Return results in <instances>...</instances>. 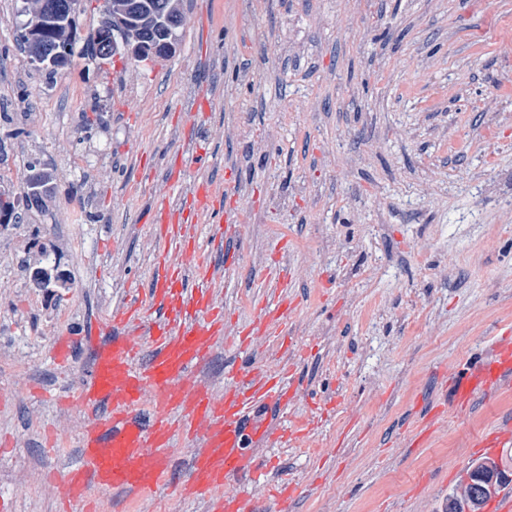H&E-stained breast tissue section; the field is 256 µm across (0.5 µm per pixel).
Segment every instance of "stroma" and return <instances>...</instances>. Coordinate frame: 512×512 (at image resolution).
I'll return each mask as SVG.
<instances>
[{"label":"stroma","mask_w":512,"mask_h":512,"mask_svg":"<svg viewBox=\"0 0 512 512\" xmlns=\"http://www.w3.org/2000/svg\"><path fill=\"white\" fill-rule=\"evenodd\" d=\"M180 12L175 55L100 63L79 45L49 83L17 45L15 0H0V191L21 215L0 235V346L31 367L21 388L0 377V500L58 512L86 418L63 403L55 339L147 286L156 205L206 181L222 199L196 244L224 340L197 378L222 394L255 303L287 293L285 336L248 343L271 373L292 364L279 420L306 428L260 449L231 490L260 503L285 477L301 489L291 512H446L474 440L512 418L511 390L406 445L418 415L450 400L436 369L512 327V0H180ZM34 160L53 181L31 206ZM229 215L241 247L228 264L211 239ZM38 234L81 247L64 258L67 287L21 316L41 265L23 246ZM198 446L175 437L173 480L152 499L89 494L110 512H207L175 485Z\"/></svg>","instance_id":"obj_1"}]
</instances>
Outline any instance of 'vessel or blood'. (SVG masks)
<instances>
[{"label":"vessel or blood","instance_id":"1","mask_svg":"<svg viewBox=\"0 0 512 512\" xmlns=\"http://www.w3.org/2000/svg\"><path fill=\"white\" fill-rule=\"evenodd\" d=\"M218 194L206 182L162 205L160 238L151 280L144 293L97 323L93 334L57 337L53 356L69 365L77 350L90 347L94 361L87 381L67 402L87 418L80 461L65 475L60 512H73L75 498L87 487L133 496L153 495L168 483L175 435L197 438L201 446L178 492L203 499L209 512H261L248 495L231 492V480L256 466V452L286 440L276 423L285 397L275 375L247 358L226 375L222 397L198 382L196 373L224 338V313L213 306L208 284L213 268L196 259L193 274L174 262L169 246L191 240L200 213L213 210ZM288 323V303L257 304L254 327L275 334ZM456 409L475 399L491 400L512 389V335L494 337L489 353L448 373ZM512 446V420L501 423L474 448L476 458L496 459ZM300 494L297 485L274 484L269 491L274 512H288Z\"/></svg>","mask_w":512,"mask_h":512}]
</instances>
